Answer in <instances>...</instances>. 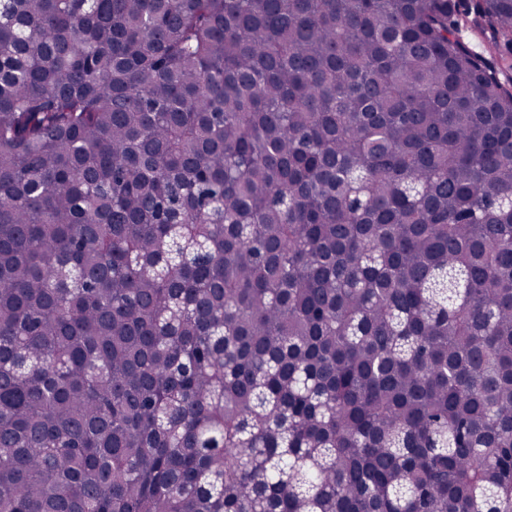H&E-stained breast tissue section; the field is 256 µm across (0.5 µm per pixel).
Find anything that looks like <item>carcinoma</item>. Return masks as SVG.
Wrapping results in <instances>:
<instances>
[{"instance_id":"obj_1","label":"carcinoma","mask_w":512,"mask_h":512,"mask_svg":"<svg viewBox=\"0 0 512 512\" xmlns=\"http://www.w3.org/2000/svg\"><path fill=\"white\" fill-rule=\"evenodd\" d=\"M508 46L0 0V512H512Z\"/></svg>"}]
</instances>
